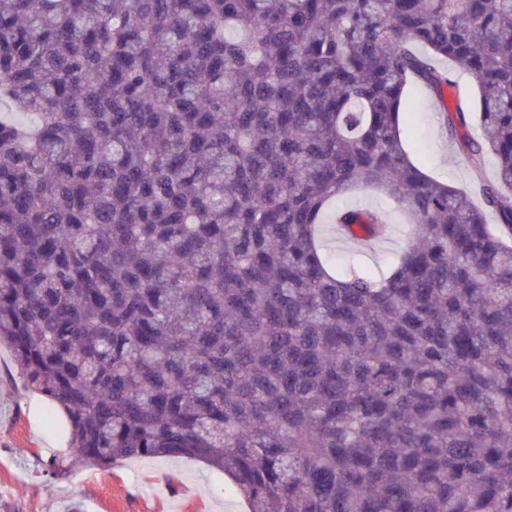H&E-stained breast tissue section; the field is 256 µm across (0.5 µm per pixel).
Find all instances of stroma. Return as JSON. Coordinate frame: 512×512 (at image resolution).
<instances>
[{
  "label": "stroma",
  "instance_id": "stroma-1",
  "mask_svg": "<svg viewBox=\"0 0 512 512\" xmlns=\"http://www.w3.org/2000/svg\"><path fill=\"white\" fill-rule=\"evenodd\" d=\"M405 130L415 158L434 176L467 188V166L443 129L432 93L411 91ZM393 232L370 252L328 236L337 263L387 269L406 240L407 217L388 209ZM45 397L27 389L10 349L0 344V512H241V498L222 474L189 459L136 458L111 465H78L64 476L44 475L53 457L71 451L64 414L48 418Z\"/></svg>",
  "mask_w": 512,
  "mask_h": 512
}]
</instances>
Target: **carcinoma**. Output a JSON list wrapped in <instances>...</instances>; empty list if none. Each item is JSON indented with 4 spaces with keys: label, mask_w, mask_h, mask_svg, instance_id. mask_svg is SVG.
<instances>
[{
    "label": "carcinoma",
    "mask_w": 512,
    "mask_h": 512,
    "mask_svg": "<svg viewBox=\"0 0 512 512\" xmlns=\"http://www.w3.org/2000/svg\"><path fill=\"white\" fill-rule=\"evenodd\" d=\"M417 83L482 206L405 149ZM2 104L0 343L70 463L190 458L247 512H512V0H0ZM359 187L409 217L385 274L326 255L391 233L328 212ZM437 65L440 68L447 69L448 72L453 71V79H455L457 81L456 84L460 86L461 92L466 99L468 106L470 100L472 103L477 100V88L475 82L470 78L469 75L460 70L454 69V65L444 59L437 60Z\"/></svg>",
    "instance_id": "carcinoma-1"
}]
</instances>
